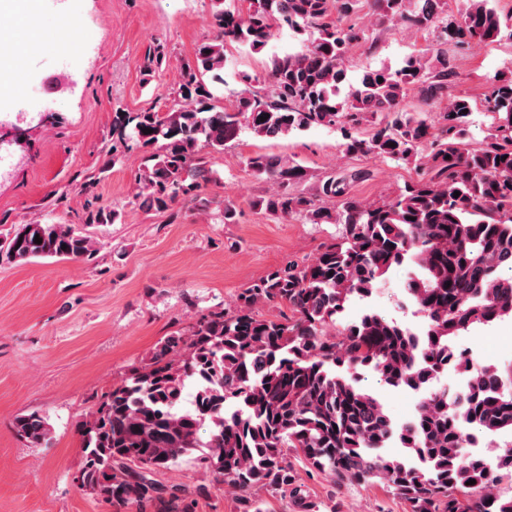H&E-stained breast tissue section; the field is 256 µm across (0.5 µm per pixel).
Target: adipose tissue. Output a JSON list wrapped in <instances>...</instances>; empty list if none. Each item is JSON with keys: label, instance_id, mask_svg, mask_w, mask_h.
Wrapping results in <instances>:
<instances>
[{"label": "adipose tissue", "instance_id": "ef3b65f1", "mask_svg": "<svg viewBox=\"0 0 512 512\" xmlns=\"http://www.w3.org/2000/svg\"><path fill=\"white\" fill-rule=\"evenodd\" d=\"M0 15L10 17V26L0 28V92L9 91L17 72L9 62L6 51L9 41L30 43L40 36L38 18L39 0H0Z\"/></svg>", "mask_w": 512, "mask_h": 512}]
</instances>
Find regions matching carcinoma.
Listing matches in <instances>:
<instances>
[{"label": "carcinoma", "mask_w": 512, "mask_h": 512, "mask_svg": "<svg viewBox=\"0 0 512 512\" xmlns=\"http://www.w3.org/2000/svg\"><path fill=\"white\" fill-rule=\"evenodd\" d=\"M364 5L404 29L437 35L398 68L366 70L352 85L345 59L364 31L347 19ZM211 9L216 34L181 65L168 110L116 112L101 171L135 148L147 153L144 191L135 196L140 208L208 206L201 196L214 181L207 156L224 152L244 127L264 138L337 127L348 154L406 161L426 151L428 166L395 198L364 204L349 196L344 177L330 176L304 196L291 190L306 176L301 165L248 157L256 175L278 186L258 206L340 224L336 243L306 265L267 272L237 295L233 310L208 314L187 337H167L147 364L132 369L78 428L80 486L99 496L110 491L121 503L160 499L166 492L152 472L205 448L201 460L241 492V512H264L248 495L254 487L286 488L300 498L286 459L292 448L337 482H385L411 512H512V450L494 468L461 451L475 431H512V363L503 371L477 367L452 343L474 325L512 314V75L494 76L493 132L474 145L467 138L472 99L448 96L457 71L447 49L450 42L512 38V13L502 15L489 0H473L458 17L448 15V0H211ZM281 26L304 37V48L272 58L260 91L251 89L259 78L239 74L245 89L232 107L220 105L210 83H224L226 47L260 54ZM165 58L162 45L148 48L145 72ZM415 89L427 101H446L436 122L404 109ZM380 114L389 120L377 121ZM324 197L341 199V209L321 205ZM118 218L99 205L88 222ZM95 251V242L70 225L20 224L0 244V261L78 262ZM403 265V288L427 320L422 332L374 312L338 325L350 297L385 287L386 273ZM259 303L284 306L292 317L263 318L254 313ZM450 366L468 374L466 386L431 388ZM360 368L422 393L415 418L395 428L357 384ZM189 381L196 390L184 409ZM16 431L38 444L48 426L31 414L17 419ZM394 435L420 465L377 452ZM503 483L508 489L498 490ZM178 492L166 493L164 512H190Z\"/></svg>", "instance_id": "1"}]
</instances>
